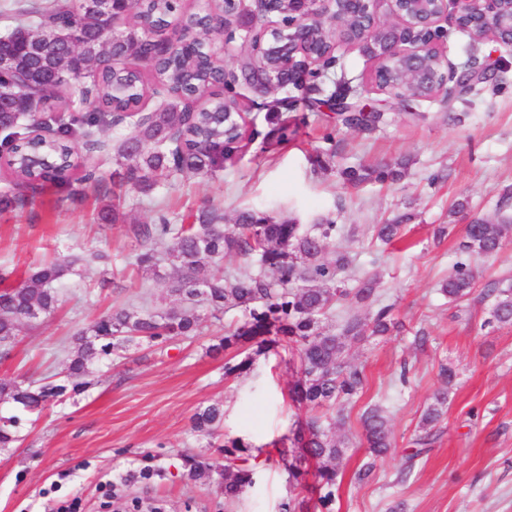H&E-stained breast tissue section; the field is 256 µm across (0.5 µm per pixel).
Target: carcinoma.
Here are the masks:
<instances>
[{
  "label": "carcinoma",
  "mask_w": 512,
  "mask_h": 512,
  "mask_svg": "<svg viewBox=\"0 0 512 512\" xmlns=\"http://www.w3.org/2000/svg\"><path fill=\"white\" fill-rule=\"evenodd\" d=\"M34 17V25L19 22L13 38L0 43V56L22 60L28 80L19 81L12 70L0 71V85L15 89L22 101L33 99L35 109L17 114L0 112V159L17 181L35 189L47 181H62L73 168L71 142L90 134V128L107 123L112 107L138 103L147 88L140 72L121 63L144 60L148 54L144 26L162 28L176 15L188 24H200L203 18L182 10L180 0H130L124 28L114 32L102 19L94 0H48L25 11ZM44 33L63 29L72 40L95 51L103 50L115 68L89 65L81 73L70 66V46L49 42L38 48L27 43V31ZM208 49L200 41L189 52L175 51L167 60L154 63L155 83L195 86L219 83L224 73L207 62ZM308 88L300 100L320 106L336 99L343 102L342 121L351 128L372 129L384 121L382 112H350L343 92L336 97L311 99ZM225 97L214 94L207 103L190 114L180 101H170L151 112L145 122L131 123V130L119 147V188L147 192L157 183L179 176H213L232 164L257 139L261 151L274 155L294 139L301 122L290 112H282L283 99L275 97L267 104L271 112L265 134L243 128L242 116L224 112ZM49 129L50 139L33 136L38 129ZM346 182L352 186L366 181L384 182L402 177L399 169L371 167L347 168ZM406 225L379 224L375 233L384 243L400 241ZM341 228L335 224H313L308 228L291 220L275 221L253 209L241 210L236 223H224V214L203 209L189 216L187 224H171L165 216L155 224H128L126 234L135 243V262L139 268L153 271L167 261L170 272L161 275L168 294L179 298L176 309L145 305L123 306L112 310L75 338L63 372L43 382L25 385L0 381V448L18 441V431L28 416L78 394L88 386L89 366L120 355L130 345L146 343L164 349L196 335L203 312L216 317L239 309L245 319L226 330L219 343L209 347L217 353L229 350L245 354L237 362L224 363V377H235L251 370L255 357L282 342L299 347L300 378L290 389L298 403L314 411L297 422L290 434L279 440L278 463L290 481L300 483L315 466V478L321 494L316 507L334 512L336 484L344 460L347 442L336 439L332 430L344 420L340 413L328 414L355 398L364 388L362 365L349 355L353 343L369 336H388L400 331L402 324L393 314V306L380 298L379 280L365 276L348 282L337 278L346 269L350 257L330 249ZM512 235V224H494L480 219L466 225L459 248L481 258L497 254L505 239ZM228 254L242 260L239 267L221 277L202 274L205 260L220 263ZM82 258L58 255L18 283L0 276V359L10 356L22 325L51 313L58 302L57 285L75 271ZM474 288V271L458 262L448 272L440 291L452 302L467 299ZM484 298L492 301V321L512 325V285L490 281L483 288ZM370 307V316H348L336 331L324 325V319L338 304ZM446 387L433 396L422 416V427L439 421L448 403L449 386L455 373L443 370ZM224 422V406L212 403L192 417V430L208 446ZM363 443L370 461L355 474L357 480L369 477L375 461L394 447V438L386 411L371 405L361 414ZM224 465L215 467L190 457L185 461L186 477L202 485L216 484L224 491V500L233 504L244 489L251 486L263 448L241 437H227L221 444Z\"/></svg>",
  "instance_id": "cac0c4a2"
}]
</instances>
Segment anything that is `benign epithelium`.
I'll return each instance as SVG.
<instances>
[{
	"label": "benign epithelium",
	"mask_w": 512,
	"mask_h": 512,
	"mask_svg": "<svg viewBox=\"0 0 512 512\" xmlns=\"http://www.w3.org/2000/svg\"><path fill=\"white\" fill-rule=\"evenodd\" d=\"M224 0V11L239 17V22L224 26V39L212 49L216 59L238 60L239 43L255 41L254 65L245 82L257 93L266 94L283 86V79L294 89L309 86L312 75L327 76L336 64L335 50L345 43L359 47L376 63L374 82L384 91H406L407 98L446 100L455 94L456 76L487 77L476 58L456 66L448 60V32L440 22L453 16L456 29L473 40L491 39L512 47V10L503 0H386L395 22L380 24L373 10L376 0H288L292 20L263 31L245 20L269 17L278 12V0ZM323 19L336 27L328 49L303 50L314 41L308 22Z\"/></svg>",
	"instance_id": "obj_1"
}]
</instances>
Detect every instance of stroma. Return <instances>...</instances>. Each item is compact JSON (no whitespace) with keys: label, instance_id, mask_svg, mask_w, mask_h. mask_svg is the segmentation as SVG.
Segmentation results:
<instances>
[{"label":"stroma","instance_id":"obj_1","mask_svg":"<svg viewBox=\"0 0 512 512\" xmlns=\"http://www.w3.org/2000/svg\"><path fill=\"white\" fill-rule=\"evenodd\" d=\"M336 55V78L350 81L359 105L386 112L385 124L349 128L336 113L297 104L307 124L278 155L255 143L214 176L129 193L118 222L102 220L99 208L112 198L120 129L96 127L90 141H76L67 188L47 183L33 191L0 167V193L18 198L0 210V272L16 283L56 253L86 259L59 285L55 312L21 327L12 357L0 361V379L60 372L75 333L112 306L155 299L177 307L151 272L127 270L134 245L126 225L161 214L179 224L204 207L223 210L228 224L245 208L299 224L331 222L346 230L335 241L352 259L343 278L378 275L383 301L403 325L351 349L366 382L336 430L353 441L338 476L336 512H389L398 503L403 512H512V326L491 322V302L479 292L458 306L440 291L459 261L474 268L479 286L512 281V239L491 259L459 248L470 219H512V49L492 41L474 46L450 31L449 60L473 56L491 72L481 94L451 104L401 102L375 85L374 64L359 49L342 44ZM417 112L423 120H414ZM399 162L406 169L397 181L354 187L342 176L349 167ZM88 168L99 184L83 182ZM459 199L467 211L452 214ZM399 217L407 222V246L377 241L374 225ZM442 224L452 231L438 241L434 231ZM420 330L429 337L423 346L414 342ZM223 332V321L207 315L199 335L168 354L134 345L113 363L92 366L86 391L31 417L18 441L0 448V512H281L288 497H304L273 460L260 462L254 485L231 511L220 487L183 476L185 457L224 462L191 431L200 408L223 403L222 434L269 452L308 413L288 394L298 377L294 345L282 344L258 357L248 375L228 379L223 356L208 352ZM404 360L412 367L405 384L397 378ZM448 367L455 372L450 385L440 375ZM444 387L448 408L437 437L411 458L420 416ZM371 404L386 410L396 446L359 482L354 474L368 460L360 416ZM147 467L158 474L145 487L136 478Z\"/></svg>","mask_w":512,"mask_h":512}]
</instances>
